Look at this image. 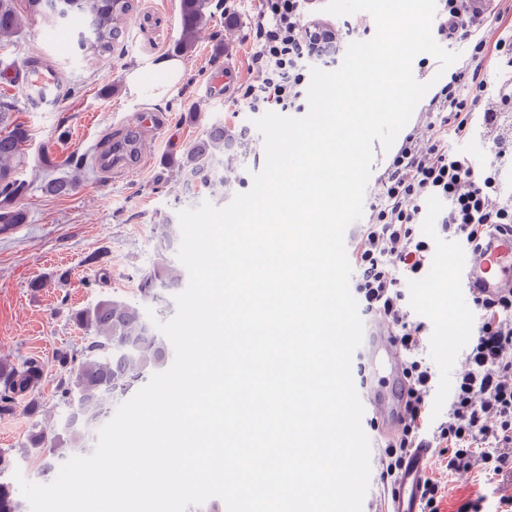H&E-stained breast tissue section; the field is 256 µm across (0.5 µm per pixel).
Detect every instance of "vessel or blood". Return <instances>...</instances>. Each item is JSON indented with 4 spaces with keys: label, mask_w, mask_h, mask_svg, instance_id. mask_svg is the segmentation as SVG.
Listing matches in <instances>:
<instances>
[{
    "label": "vessel or blood",
    "mask_w": 512,
    "mask_h": 512,
    "mask_svg": "<svg viewBox=\"0 0 512 512\" xmlns=\"http://www.w3.org/2000/svg\"><path fill=\"white\" fill-rule=\"evenodd\" d=\"M235 66H215L211 71L207 91L210 97L221 94L223 86L236 77ZM21 88L24 97L40 106H57L59 80L55 72L39 67L33 60L21 65ZM459 285L450 292L458 311H465L471 303V295L480 292L496 295L512 289V235L492 236L486 248L474 257L459 256L454 260ZM362 354L371 371L386 368L385 381H370L359 392L365 414L380 419L381 427L395 431L404 412V402L399 395L402 366L396 356V348L383 326H376L364 339ZM430 451L417 449L409 458L405 472L397 484L391 512H421L423 474Z\"/></svg>",
    "instance_id": "obj_1"
}]
</instances>
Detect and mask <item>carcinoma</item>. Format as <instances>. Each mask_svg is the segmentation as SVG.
Here are the masks:
<instances>
[{"instance_id": "carcinoma-1", "label": "carcinoma", "mask_w": 512, "mask_h": 512, "mask_svg": "<svg viewBox=\"0 0 512 512\" xmlns=\"http://www.w3.org/2000/svg\"><path fill=\"white\" fill-rule=\"evenodd\" d=\"M211 0H180L182 50L192 48L195 35L211 18ZM134 0H56L51 12L67 15L79 12L90 19L92 37L86 51L93 54L112 50L122 36L133 12ZM21 26L12 0H0V36H11ZM28 131L15 124L6 133H0V199L12 201L23 189L16 170L23 163L22 146ZM243 142L241 130L215 123L183 153L179 169L192 180L200 179L212 186H224V177L218 175L224 168V156L235 145ZM176 225H160L156 260L140 272L139 296L161 306L169 305L167 294L182 278L169 258L176 251L174 233ZM77 327L92 333V340L81 351V358L62 350L56 361L70 367L69 375L61 381V396L66 400L68 413L63 429L66 437L55 431L41 430L31 438L41 459V474L54 469L66 455L82 450L80 430L86 422L100 416L110 398L148 380L163 369L168 360V346L145 319L135 303L103 299L91 307L75 312ZM44 369L40 362L29 360L18 367L8 361L0 362V415L13 410L20 398H29L28 407L37 408L31 393L41 383ZM0 512H20L10 486L0 481Z\"/></svg>"}]
</instances>
